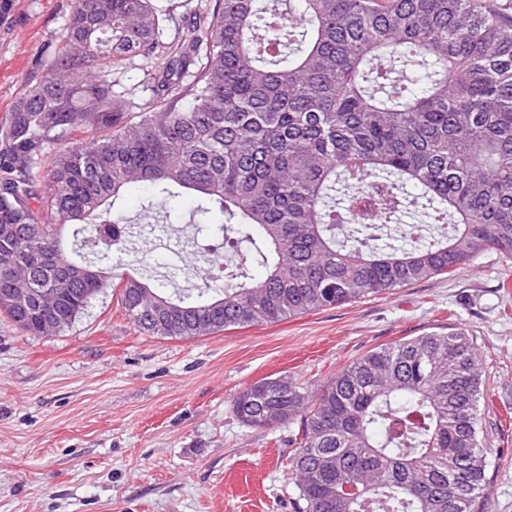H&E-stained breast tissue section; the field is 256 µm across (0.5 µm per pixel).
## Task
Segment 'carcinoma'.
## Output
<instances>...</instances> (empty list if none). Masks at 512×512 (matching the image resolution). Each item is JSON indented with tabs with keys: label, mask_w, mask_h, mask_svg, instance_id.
<instances>
[{
	"label": "carcinoma",
	"mask_w": 512,
	"mask_h": 512,
	"mask_svg": "<svg viewBox=\"0 0 512 512\" xmlns=\"http://www.w3.org/2000/svg\"><path fill=\"white\" fill-rule=\"evenodd\" d=\"M222 0L160 40L151 0H74L52 72L0 126V312L41 336L103 289L148 336L277 323L512 258V13L494 0ZM153 63L137 103L120 62ZM187 189L246 244L224 286L175 296L130 254L111 207L130 186ZM261 267L263 276L253 270ZM52 288L53 307L5 301ZM484 359L462 330L374 348L314 393L262 378L244 424L297 425L294 512H491ZM141 70L131 68L128 63L112 68V91L116 95L132 97L136 101L148 99L150 92L146 91L142 81Z\"/></svg>",
	"instance_id": "cac0c4a2"
}]
</instances>
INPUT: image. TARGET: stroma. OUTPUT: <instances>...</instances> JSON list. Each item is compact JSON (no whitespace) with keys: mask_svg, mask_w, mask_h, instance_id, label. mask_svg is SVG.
Returning a JSON list of instances; mask_svg holds the SVG:
<instances>
[{"mask_svg":"<svg viewBox=\"0 0 512 512\" xmlns=\"http://www.w3.org/2000/svg\"><path fill=\"white\" fill-rule=\"evenodd\" d=\"M72 0H0V124L51 72ZM150 188L116 202L134 252L113 259L161 288H200L237 258L192 236L196 201L143 219ZM462 329L485 360L492 512H512V260L494 251L450 275L273 324L194 339L148 336L102 290L71 327L29 336L0 314V512H292L291 427L241 423L232 401L285 377L314 391L367 351Z\"/></svg>","mask_w":512,"mask_h":512,"instance_id":"35a3bbf8","label":"stroma"}]
</instances>
